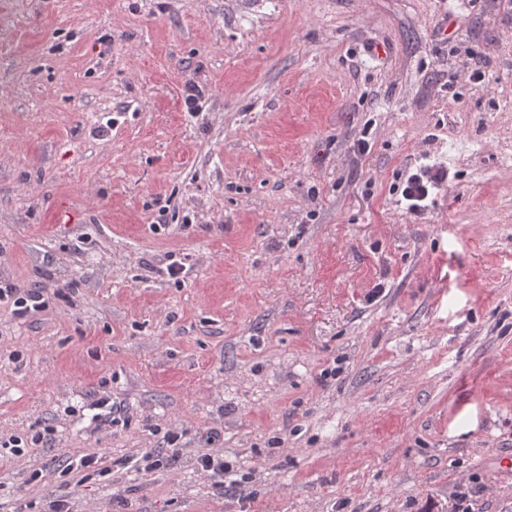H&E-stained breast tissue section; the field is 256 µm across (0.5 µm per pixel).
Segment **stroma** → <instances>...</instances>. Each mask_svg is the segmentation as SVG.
<instances>
[{"label": "stroma", "instance_id": "1", "mask_svg": "<svg viewBox=\"0 0 512 512\" xmlns=\"http://www.w3.org/2000/svg\"><path fill=\"white\" fill-rule=\"evenodd\" d=\"M0 16V512H512V0ZM13 307L14 314L20 318L44 307V297L37 288H20L10 280H0V305ZM197 464L199 468L205 472L211 473L220 480L216 481V485L224 487V477L233 472V467L224 462V456L210 450L203 451L197 456Z\"/></svg>", "mask_w": 512, "mask_h": 512}]
</instances>
